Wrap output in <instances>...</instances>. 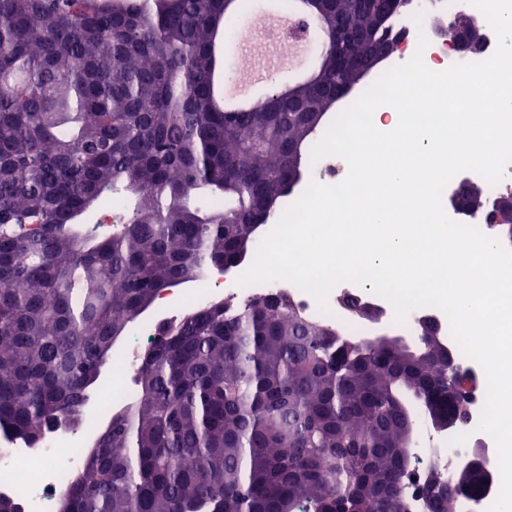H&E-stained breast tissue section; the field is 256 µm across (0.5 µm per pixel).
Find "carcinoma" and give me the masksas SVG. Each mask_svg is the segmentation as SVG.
<instances>
[{
  "instance_id": "obj_1",
  "label": "carcinoma",
  "mask_w": 512,
  "mask_h": 512,
  "mask_svg": "<svg viewBox=\"0 0 512 512\" xmlns=\"http://www.w3.org/2000/svg\"><path fill=\"white\" fill-rule=\"evenodd\" d=\"M238 0H0V433L81 422L115 342L164 291L243 264L385 0H325L356 38L293 90L227 111L215 48ZM127 194L128 219L82 216ZM136 396L58 499L66 512H455L411 450L408 399L450 417L436 336L417 350L306 319L284 294L156 326Z\"/></svg>"
}]
</instances>
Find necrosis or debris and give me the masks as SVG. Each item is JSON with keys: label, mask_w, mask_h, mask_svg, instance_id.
Listing matches in <instances>:
<instances>
[{"label": "necrosis or debris", "mask_w": 512, "mask_h": 512, "mask_svg": "<svg viewBox=\"0 0 512 512\" xmlns=\"http://www.w3.org/2000/svg\"><path fill=\"white\" fill-rule=\"evenodd\" d=\"M282 290L288 292L294 304L310 319L341 326L351 336L362 335L363 330L353 320L346 318L340 304L342 297L366 300L386 311L391 308L387 300L371 289L352 283H342L333 289L329 296L331 312L327 315L319 311L315 300L309 294L284 281L243 285L234 277L224 283V297L230 301H243L258 294H271ZM154 336V325H142L134 332L133 344L113 356L110 365L113 403L124 402L133 395L134 389L128 385L127 380L134 376L137 369L135 346L140 342L151 341ZM86 433L87 427L81 423L70 428L50 429L41 442L35 445L19 438L1 437L0 494L14 498L23 512H55L60 493L80 465L78 456L63 458L59 456L58 450L65 445L81 444ZM478 442L483 444L488 461H496L497 450L493 438L476 430L455 435L444 445L431 439L421 441L418 453L452 478L457 472L459 455Z\"/></svg>", "instance_id": "1"}]
</instances>
